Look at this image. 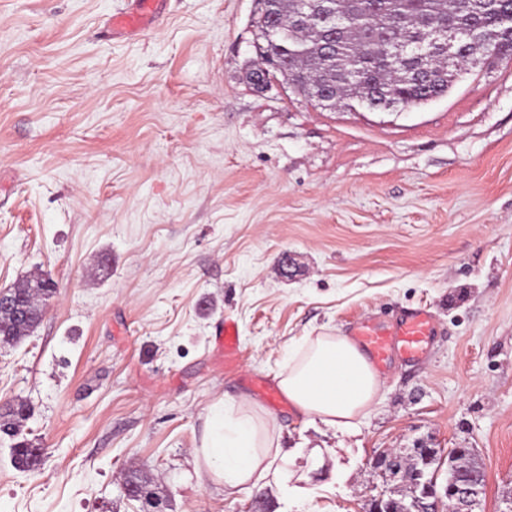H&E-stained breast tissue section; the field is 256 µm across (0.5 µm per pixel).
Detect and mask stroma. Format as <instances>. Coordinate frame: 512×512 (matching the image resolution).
Instances as JSON below:
<instances>
[{
	"mask_svg": "<svg viewBox=\"0 0 512 512\" xmlns=\"http://www.w3.org/2000/svg\"><path fill=\"white\" fill-rule=\"evenodd\" d=\"M126 0H0V289L51 279L35 331L0 346V404L26 400L38 471L0 442V512H369L374 461L468 448L482 512L512 498V60L398 112L256 90L253 0H162L136 37ZM428 308L425 361L396 363L348 433L269 414L308 497L205 483L208 407L276 378L289 344ZM239 329L226 366L211 334ZM335 472L317 473L311 450ZM139 476L133 475L129 478L128 484H138L143 481H138ZM126 485L124 492L127 496L136 497L142 504V512H164L163 503L155 498L152 493L146 488H134L133 486Z\"/></svg>",
	"mask_w": 512,
	"mask_h": 512,
	"instance_id": "35a3bbf8",
	"label": "stroma"
}]
</instances>
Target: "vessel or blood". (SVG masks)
I'll return each mask as SVG.
<instances>
[{
	"instance_id": "obj_1",
	"label": "vessel or blood",
	"mask_w": 512,
	"mask_h": 512,
	"mask_svg": "<svg viewBox=\"0 0 512 512\" xmlns=\"http://www.w3.org/2000/svg\"><path fill=\"white\" fill-rule=\"evenodd\" d=\"M159 2L160 0H128L127 8L111 18L113 34L136 36L142 33L155 20ZM435 334L434 316L425 308L406 310L389 325L364 318L353 323L349 330L351 339L367 354L375 369L382 373L397 360L407 364L423 361L429 354ZM215 352L228 362L236 358L238 330L232 318H225L217 326ZM249 383L273 409L283 407L280 388L273 380L254 375L250 377Z\"/></svg>"
}]
</instances>
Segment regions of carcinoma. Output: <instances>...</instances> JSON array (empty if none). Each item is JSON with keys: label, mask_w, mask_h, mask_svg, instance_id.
Returning <instances> with one entry per match:
<instances>
[{"label": "carcinoma", "mask_w": 512, "mask_h": 512, "mask_svg": "<svg viewBox=\"0 0 512 512\" xmlns=\"http://www.w3.org/2000/svg\"><path fill=\"white\" fill-rule=\"evenodd\" d=\"M301 0H277L280 26L274 29L259 18L256 21V53L280 56L285 75L296 82L306 97L316 85L336 89L331 109L357 106L377 111L393 105L404 109L419 105L448 92L461 68L448 67L435 53L424 67L435 75L433 82L412 77L413 65L390 57L394 40L432 41L442 27H453L462 34L461 58L474 64L492 58L512 57V0H325L327 11L346 19L343 37L331 52L322 47L327 21L322 14L309 13V20L295 24ZM391 93L377 95V90ZM26 311V318L0 315V344L16 345L38 325L40 303L56 291L49 279H37L12 288ZM31 413L24 401L0 412V430L20 434V424ZM10 458L14 467L34 471L42 455L24 440L12 439ZM481 468L475 456L448 457V469L467 474Z\"/></svg>", "instance_id": "carcinoma-1"}]
</instances>
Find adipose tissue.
Instances as JSON below:
<instances>
[{"instance_id":"ef3b65f1","label":"adipose tissue","mask_w":512,"mask_h":512,"mask_svg":"<svg viewBox=\"0 0 512 512\" xmlns=\"http://www.w3.org/2000/svg\"><path fill=\"white\" fill-rule=\"evenodd\" d=\"M279 384L295 411L323 424L356 432L379 404L383 382L365 353L348 337L318 334L289 345ZM199 478L235 490L288 488L287 454L269 433L268 422L246 402H213L195 453Z\"/></svg>"}]
</instances>
